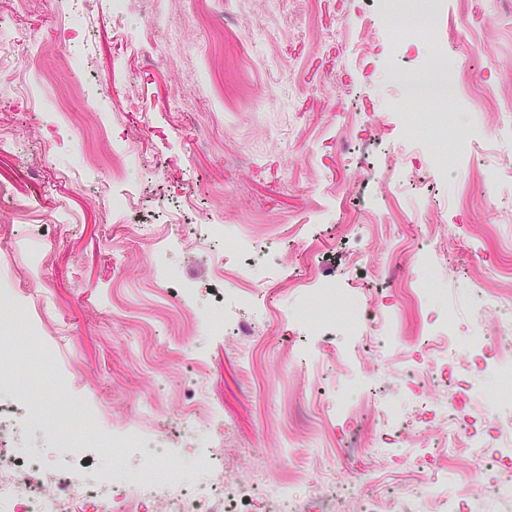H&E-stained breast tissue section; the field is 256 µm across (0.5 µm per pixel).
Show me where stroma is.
Returning a JSON list of instances; mask_svg holds the SVG:
<instances>
[{"label":"stroma","instance_id":"1","mask_svg":"<svg viewBox=\"0 0 512 512\" xmlns=\"http://www.w3.org/2000/svg\"><path fill=\"white\" fill-rule=\"evenodd\" d=\"M419 39L389 28L382 0H175L163 21L148 8L119 14L97 0L85 36L93 57L71 69L60 37L61 0H0V30L18 35L5 68L28 74L38 40L51 79L24 98L0 99V319L24 300L49 314L45 335L65 380L44 421L17 419L15 442L46 464L70 451L58 420L77 426L89 470L134 478L145 463L204 479L197 456L225 434L224 457L252 481L251 512H273L264 486L306 473L303 492L328 483L337 503L418 497L438 485L486 487L469 512H512L497 495L507 475L473 462L463 446L474 422L512 421V377L476 365V327L512 321V0H430ZM446 71L490 90L487 100L410 99L399 75ZM107 127L127 154L137 204L103 218L116 188L85 147ZM165 172H156V159ZM67 201L73 223L56 220ZM180 213L176 224L167 211ZM243 214L275 224L241 253L267 314L234 341L196 323L173 335L182 307L172 286L196 288L193 307L223 312L224 252L245 239ZM440 224L443 239L425 241ZM332 283L327 296L277 288L280 278ZM423 282L421 304L399 286ZM379 301L402 336L379 343L373 321L352 329L346 302ZM447 328L451 340L416 358L411 340ZM447 364L454 382L437 379ZM420 374L411 383L410 370ZM103 406L107 430L141 429L142 449L95 448L97 433L69 410L75 393ZM212 425L185 438L176 418L140 424L138 408L198 399ZM400 430L448 434V470L437 448L369 444L382 416Z\"/></svg>","mask_w":512,"mask_h":512}]
</instances>
